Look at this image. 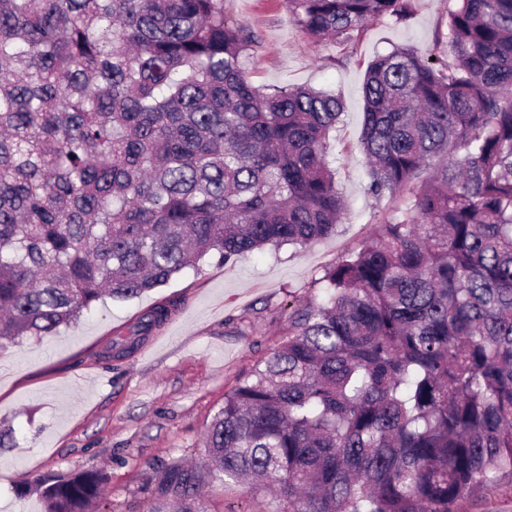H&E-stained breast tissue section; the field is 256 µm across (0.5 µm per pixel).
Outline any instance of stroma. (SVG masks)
<instances>
[{"label": "stroma", "mask_w": 512, "mask_h": 512, "mask_svg": "<svg viewBox=\"0 0 512 512\" xmlns=\"http://www.w3.org/2000/svg\"><path fill=\"white\" fill-rule=\"evenodd\" d=\"M409 21L387 16L346 43L315 42L290 20L288 0H224L227 16L254 32L244 63L261 88L293 85L336 93L345 112L332 133L330 164L345 201L334 236L300 249H266L224 265L203 259L163 287L130 300H104L76 324L34 342L0 344V512H44L36 478L88 469L108 483L91 512H142L163 468L204 463L203 436L224 395L282 339L289 303L321 298L318 279L358 246L396 201L367 192L359 149L362 84L374 57L401 45L448 54V15L456 0H413ZM167 302L169 320L133 353L105 356L115 334ZM211 512H275L272 495L209 481ZM457 512H512V478L463 497Z\"/></svg>", "instance_id": "obj_1"}]
</instances>
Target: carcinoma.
I'll return each instance as SVG.
<instances>
[{
    "label": "carcinoma",
    "instance_id": "obj_1",
    "mask_svg": "<svg viewBox=\"0 0 512 512\" xmlns=\"http://www.w3.org/2000/svg\"><path fill=\"white\" fill-rule=\"evenodd\" d=\"M345 42L410 0H288ZM224 0H0V339L49 336L108 295L164 286L208 254L336 234V94L268 92ZM368 193L401 199L288 313L224 396L210 478L275 512H456L512 476V0H458L448 59L371 61ZM170 305L112 339L137 348ZM200 471H162L145 512H210ZM106 478L38 479L45 512H85Z\"/></svg>",
    "mask_w": 512,
    "mask_h": 512
}]
</instances>
